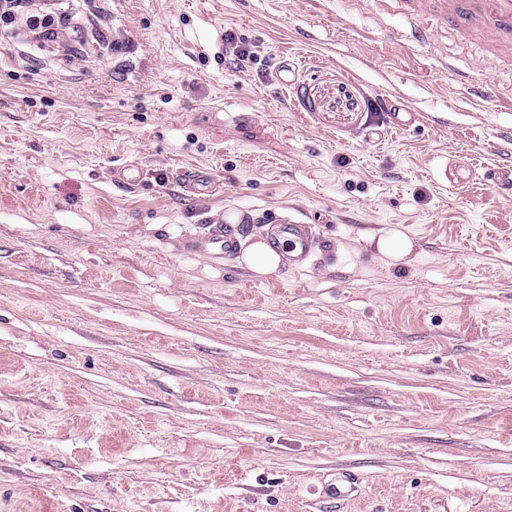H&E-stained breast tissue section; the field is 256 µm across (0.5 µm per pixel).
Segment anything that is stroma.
Segmentation results:
<instances>
[{"instance_id": "obj_1", "label": "stroma", "mask_w": 512, "mask_h": 512, "mask_svg": "<svg viewBox=\"0 0 512 512\" xmlns=\"http://www.w3.org/2000/svg\"><path fill=\"white\" fill-rule=\"evenodd\" d=\"M72 8L112 51L0 23V512H512V188L480 179L512 65L401 38L395 0ZM242 213L241 246L273 216L319 246L263 276L182 252ZM392 230L409 264L367 242ZM178 180L185 190L197 196L211 193L214 187L211 174L200 169H184L178 173Z\"/></svg>"}]
</instances>
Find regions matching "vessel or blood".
<instances>
[{
	"mask_svg": "<svg viewBox=\"0 0 512 512\" xmlns=\"http://www.w3.org/2000/svg\"><path fill=\"white\" fill-rule=\"evenodd\" d=\"M405 14L422 17L434 14L438 21L456 25L468 38L483 44L493 61L512 55V0H399ZM181 186L191 194L211 193L214 180L200 169L179 172ZM240 225L205 222L200 231L187 239L184 248L190 254L212 262H223L234 256L238 247ZM271 240L305 258L315 247L317 236L309 224H298L288 218L271 221Z\"/></svg>",
	"mask_w": 512,
	"mask_h": 512,
	"instance_id": "obj_1",
	"label": "vessel or blood"
}]
</instances>
